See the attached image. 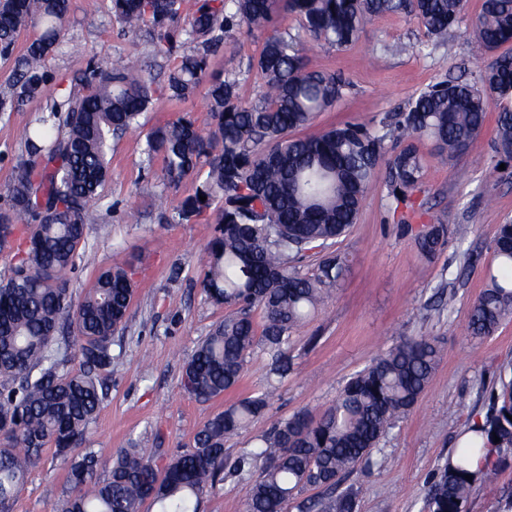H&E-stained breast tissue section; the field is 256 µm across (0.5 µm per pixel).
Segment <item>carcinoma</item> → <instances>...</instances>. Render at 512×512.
<instances>
[{
    "mask_svg": "<svg viewBox=\"0 0 512 512\" xmlns=\"http://www.w3.org/2000/svg\"><path fill=\"white\" fill-rule=\"evenodd\" d=\"M463 0H111L112 16L132 33L149 34L150 53L171 62L165 92L184 101L207 83L210 121L190 118L154 127L146 136L147 162L162 159V175L177 187L190 178L192 195L162 213L167 224L205 214L217 235L204 248L200 287L232 313L215 325L185 362V395L210 400L235 389L247 358L260 350L269 374L288 375V343L344 278L347 259L332 251L355 223L369 190L385 184L400 224L422 218L413 198L423 178L416 140L429 139L448 159L469 149L495 113L494 151L512 160V0H481L472 36L491 58L469 81L438 80L397 112L366 123L344 122L313 136L294 132L344 97L340 75L307 68V43L346 48L372 18L415 20L426 42L451 49L448 32ZM70 0H3L0 56L9 59L21 30L40 28L14 58L0 112H14L47 94V60L60 45ZM297 33L279 28L283 16ZM190 17L189 27L178 25ZM264 35L248 63L263 85L253 100L240 96L235 74L208 71L209 57L224 49L231 32ZM510 49L504 51L502 47ZM80 88L50 104L19 133L25 157L8 187L9 212L0 214V249L15 242L9 273L0 280V512L31 468L52 445L68 467L69 490L52 512H199L202 496L227 476L247 484L245 512H297L307 487L324 490L319 512H356L353 486L361 464L383 467L380 440L417 403L441 358L438 341L404 337L345 384L317 419L296 414L262 436L257 450L234 461L224 442L265 414L271 384L209 419L192 447L158 464L142 448H120L101 463L90 448L89 426L105 393L101 373L112 370V336L125 321L133 282L124 263L99 273L74 301L69 273L88 225L101 219L100 191L109 179L111 141L141 127L154 98L151 82L134 57L105 68L88 66ZM392 137L397 150L387 153ZM206 197L202 201L199 196ZM448 226L424 224L419 251L433 255ZM323 256L312 272L301 263L313 250ZM497 269L472 306L469 330L493 334L512 315V223L499 225L493 249ZM262 313L256 324L253 311ZM80 368L66 369L70 355ZM485 417L472 436L434 475L425 512H467L479 487L512 459V377L500 379ZM499 442H494V437ZM485 453L478 469L470 459ZM105 475H98V467ZM472 476L467 481L465 476Z\"/></svg>",
    "mask_w": 512,
    "mask_h": 512,
    "instance_id": "1",
    "label": "carcinoma"
}]
</instances>
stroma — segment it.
I'll return each mask as SVG.
<instances>
[{
	"label": "stroma",
	"instance_id": "obj_1",
	"mask_svg": "<svg viewBox=\"0 0 512 512\" xmlns=\"http://www.w3.org/2000/svg\"><path fill=\"white\" fill-rule=\"evenodd\" d=\"M479 4L465 0L448 35L454 44L450 51H415L424 38L421 26L392 16L373 19L345 50L310 47L308 69L343 73L351 89L317 117L308 134L343 121L368 122L377 113L398 110L436 80L468 76L481 59L470 34ZM110 7L111 0H71L66 30L48 63L55 83L73 86L88 61L105 64L135 55L156 94L143 117L144 129L112 146L111 178L102 191V204L110 212L88 227L81 245L95 253L96 262L78 267L71 289L74 298H81L114 253L127 260L135 292L126 322L112 338L114 368L102 374L106 396L90 426L91 446L103 461L131 446L158 449L165 459L192 446L196 432L215 413L265 389L268 360L255 352L239 386L207 402L188 398L180 389L185 361L228 309L213 304L198 282L200 257L214 235L210 217L187 224L159 220L161 212L193 193L192 181L168 188L161 159L147 160L143 148L149 128L186 114L205 123L208 99L201 88L189 100H168L166 60L151 56L145 35L112 21ZM261 43L259 37L241 35L210 59L212 70L238 74L240 93L248 99L259 94L260 83L244 68ZM49 103L45 97L20 111L0 113V206L24 152L17 133ZM419 148L424 176L417 198L427 210L425 223L447 225L446 244L434 256H423L415 241L419 225L396 223L387 187H374L356 223L337 243L349 259L344 281L293 332L292 370L277 383L270 410L225 445L232 460L250 452L278 421L302 411L319 416L354 373L400 338H437L442 360L431 383L409 416L380 441L392 465L361 467L350 478L358 492L357 512H424L437 465L455 452L467 428L484 418L500 376L512 372V318L488 337L467 330L470 307L487 286L497 229L512 222V174L496 169L488 128L449 162L436 156L428 140H421ZM67 490L66 466L54 447H46L41 464L16 491L10 512H50ZM511 491L512 461L480 487L467 512H502Z\"/></svg>",
	"mask_w": 512,
	"mask_h": 512
}]
</instances>
